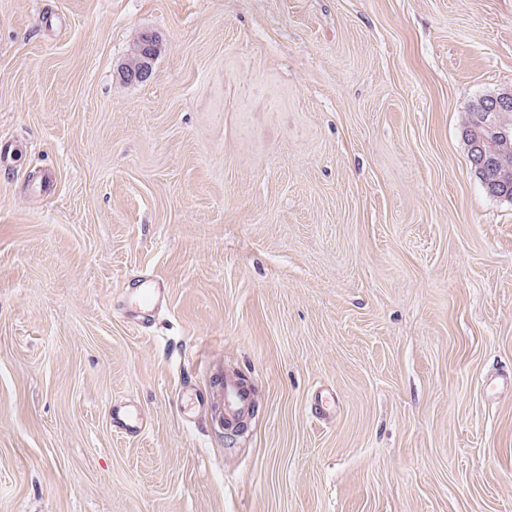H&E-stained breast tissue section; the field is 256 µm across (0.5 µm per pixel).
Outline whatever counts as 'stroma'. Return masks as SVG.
Masks as SVG:
<instances>
[{
  "mask_svg": "<svg viewBox=\"0 0 512 512\" xmlns=\"http://www.w3.org/2000/svg\"><path fill=\"white\" fill-rule=\"evenodd\" d=\"M505 90L512 0H0V512H512ZM157 52V38L150 32H142L141 38L130 45V57L136 59V66L134 68H123L120 74L122 79L127 83H139L148 80L152 74V65ZM487 98H483L476 106L472 107L468 115L466 117L463 134L466 139L468 136V132L471 128L476 124V121L479 117L480 112H476V109L481 103V107L483 111L488 112L484 114V122L476 127L472 134L471 139H468V149L470 152V158L473 159L474 155H476V151L479 147V144L482 141V138L486 135L487 130L491 128L492 131H495V135L501 137L504 141H511L512 139V127L506 125H495L493 123V115L494 112L499 113V120L502 123L512 125V93L503 92L495 96H491L489 98V104L482 103L487 102ZM510 112H507L509 111ZM493 114V115H491ZM491 115V116H490ZM481 150L485 154L488 159H491L494 169H488V171L478 169L474 166V171L478 174L479 179L485 185L487 191L497 197L501 196H511L512 197V142L508 144L503 143L498 138L488 135L481 144ZM472 156V157H471ZM499 171H508L510 173V177L508 176V186L506 184H502L499 182H495L497 178L496 172ZM164 288L160 282L152 276H145L140 281V288L137 292L139 303L138 309L145 312H153L163 299ZM216 382L215 404L225 421H234L250 410L254 396L250 388L238 385L233 379H228L224 383L222 375L216 377ZM112 421L127 434L139 435L143 431V419L136 408L130 406L114 405L112 409Z\"/></svg>",
  "mask_w": 512,
  "mask_h": 512,
  "instance_id": "stroma-1",
  "label": "stroma"
}]
</instances>
